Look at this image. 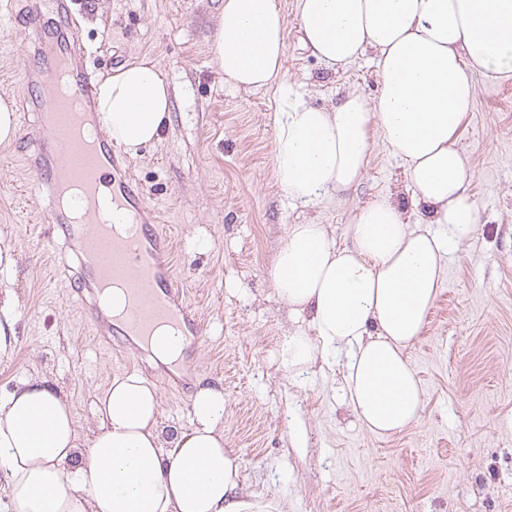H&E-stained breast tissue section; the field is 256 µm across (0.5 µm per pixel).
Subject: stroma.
<instances>
[{
	"label": "stroma",
	"mask_w": 512,
	"mask_h": 512,
	"mask_svg": "<svg viewBox=\"0 0 512 512\" xmlns=\"http://www.w3.org/2000/svg\"><path fill=\"white\" fill-rule=\"evenodd\" d=\"M80 35L100 76L147 56L171 88L160 140L127 156L145 202L176 242L180 284L200 324L185 393L161 381L163 361L109 353L91 336L50 261L49 228L32 220L29 174L15 145H0V292H9L13 349L0 355V396L42 373L70 400L87 438L112 379L139 374L160 399L171 433L191 423L200 386L224 390V443L242 464L246 494L283 512H512V76H476L474 105L458 146L474 172L479 212L472 238L445 265L444 290L408 351L423 391L418 422L391 437L361 426L347 405L341 365L284 370L285 336L310 334L276 294L270 269L289 225H326L348 242L354 213L378 194L403 207V163L375 142L356 190L328 206L290 204L272 173L277 88L224 82L211 44L223 0H79ZM0 0V98L21 102L23 43ZM280 81L330 107L356 90L377 96L381 76L366 57L332 71L289 25Z\"/></svg>",
	"instance_id": "35a3bbf8"
}]
</instances>
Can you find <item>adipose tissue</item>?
<instances>
[{
  "instance_id": "adipose-tissue-1",
  "label": "adipose tissue",
  "mask_w": 512,
  "mask_h": 512,
  "mask_svg": "<svg viewBox=\"0 0 512 512\" xmlns=\"http://www.w3.org/2000/svg\"><path fill=\"white\" fill-rule=\"evenodd\" d=\"M327 67L378 63L377 97L348 92L335 108L281 87L274 114L275 180L289 200L332 204L361 182L373 137L404 164L414 213L378 195L337 246L325 225L288 228L271 271L292 316L312 333L285 337L281 360L298 372L343 358L346 400L372 433L416 422L419 380L406 355L442 292L447 255L479 222L473 174L458 147L476 74L512 75V0H224L212 52L224 80L245 90L282 74L289 24ZM171 91L143 58L97 87V124L129 154L157 142ZM153 386L131 373L98 401L87 442L67 397L45 375L0 396V491L8 512H281L240 490L224 446V390L199 387L188 428L165 435Z\"/></svg>"
}]
</instances>
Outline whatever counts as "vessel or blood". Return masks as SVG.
Listing matches in <instances>:
<instances>
[{"instance_id": "b4317fda", "label": "vessel or blood", "mask_w": 512, "mask_h": 512, "mask_svg": "<svg viewBox=\"0 0 512 512\" xmlns=\"http://www.w3.org/2000/svg\"><path fill=\"white\" fill-rule=\"evenodd\" d=\"M29 10V24L13 29L30 56L22 70L27 95L18 109L26 130L21 161L33 175L29 192L39 220L52 229L65 288L87 313L94 335L122 338L132 353L152 346L163 324L176 325L187 337L198 335L173 272L172 239L137 183L124 175V156L105 137L87 142L75 134L77 124L93 115L99 79L79 35L76 0H29ZM72 181L83 186L86 218L79 223L58 204L60 189ZM104 195L134 218L130 236L116 237L111 225L95 222ZM117 283L126 287L127 307L115 318L100 294Z\"/></svg>"}]
</instances>
